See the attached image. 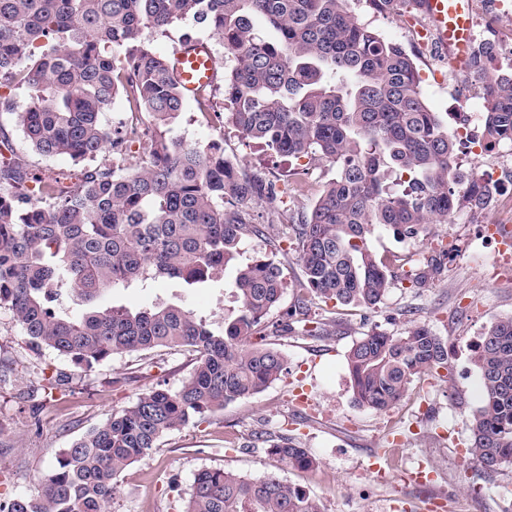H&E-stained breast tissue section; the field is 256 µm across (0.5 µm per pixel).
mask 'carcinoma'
<instances>
[{"instance_id":"cac0c4a2","label":"carcinoma","mask_w":512,"mask_h":512,"mask_svg":"<svg viewBox=\"0 0 512 512\" xmlns=\"http://www.w3.org/2000/svg\"><path fill=\"white\" fill-rule=\"evenodd\" d=\"M393 13L419 0H367ZM262 19L274 31L255 32ZM207 29L233 62L224 77L228 120L240 135L277 157L336 167L308 214L291 225L303 282L294 306L271 319L284 293L283 270L267 254L237 261L247 235L262 236L247 202L272 188L224 159L222 148L166 137L186 99L168 58L146 34L179 21ZM498 46L474 49L471 69L483 99L484 150L512 143V70L496 67ZM23 89L30 105L14 112L0 92V115L16 114L31 148L67 155L77 181L32 179L17 158L0 162V309L23 336L87 370L115 355L155 348L196 353L175 391L161 385L136 397L61 450L35 495H15L0 512H107L119 478L174 430L254 396L287 372L270 342L288 335H329L336 318L310 317L316 302L373 309L393 285L400 256L379 257L376 228L418 238L466 208L477 214L492 193L455 164L456 136L426 104L414 58L361 22L349 0H0V89ZM140 113L143 128L103 120L116 98ZM149 149L126 164L128 144ZM236 264L235 315L224 330L175 302L132 312L63 305L89 302L106 289L169 278L203 284ZM432 257L411 264L407 280L423 288L439 274ZM357 403L385 412L413 382L448 368L445 341L417 323L403 336L373 331L347 354ZM482 404L469 453L494 472L512 464V317L482 337L474 358ZM61 383L41 371L45 399ZM292 469L317 461L288 435L256 436ZM182 512H322L319 500L276 473L198 472Z\"/></svg>"}]
</instances>
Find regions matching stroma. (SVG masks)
I'll list each match as a JSON object with an SVG mask.
<instances>
[{
	"label": "stroma",
	"mask_w": 512,
	"mask_h": 512,
	"mask_svg": "<svg viewBox=\"0 0 512 512\" xmlns=\"http://www.w3.org/2000/svg\"><path fill=\"white\" fill-rule=\"evenodd\" d=\"M350 7L384 37L416 54L422 94L449 128L459 127L461 106L481 112L483 100L471 92L472 77L455 71L434 44L421 42L418 30L427 24L423 15L377 14L365 0H351ZM189 38L208 42L221 72L229 71L230 60L200 27L179 23L151 41L168 56ZM0 130L9 140L8 146L0 145V154L12 149L32 176L76 175L78 168L69 157L34 152L13 115L0 116ZM168 136L202 146L220 142L225 159L273 185L274 194L250 202L266 226L265 236L245 238L241 248L248 257L275 253L286 281L279 308L290 309L301 277L290 226L310 209L322 185L335 176V167L318 160L274 158L245 141L227 121L220 84L210 93L209 110L199 111L194 101H187ZM511 149L504 144L487 152L469 142L460 147L459 165L500 179L497 196L482 213L457 211L417 240L397 238L383 228L374 233L371 245L378 255L442 256L443 269L434 281L419 290L405 288L399 281L404 271L396 269L398 281L378 307L337 310L338 326L331 336L283 340L287 374L264 392L169 433L124 472L109 512H182L195 474L204 469L250 476L278 473L309 490L324 512H505L512 504V465L483 471L468 465L467 448L472 415L481 400L473 352L495 322L512 317V255L499 251L500 238L512 237ZM232 276L228 268L221 280L193 287L158 280L144 288H115L93 304L137 311L177 302L220 332L234 313ZM417 323L429 324L447 340L446 380L416 382L387 412L359 406L347 367L352 344L374 330L399 336ZM193 363L192 352L158 348L112 357L87 372L68 357L31 349L11 313L0 309V497L36 493L40 477L63 448L156 384L178 389ZM46 365L71 378L69 388L50 401L34 394L28 381L29 374ZM259 432L293 435L317 458L318 468H288L255 444Z\"/></svg>",
	"instance_id": "1"
}]
</instances>
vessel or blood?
Segmentation results:
<instances>
[{"label": "vessel or blood", "mask_w": 512, "mask_h": 512, "mask_svg": "<svg viewBox=\"0 0 512 512\" xmlns=\"http://www.w3.org/2000/svg\"><path fill=\"white\" fill-rule=\"evenodd\" d=\"M420 9L430 19L435 41L452 66L467 67L473 48L472 0H422ZM169 69L189 97L215 86L220 78L212 50L201 40H184L172 54Z\"/></svg>", "instance_id": "vessel-or-blood-1"}]
</instances>
